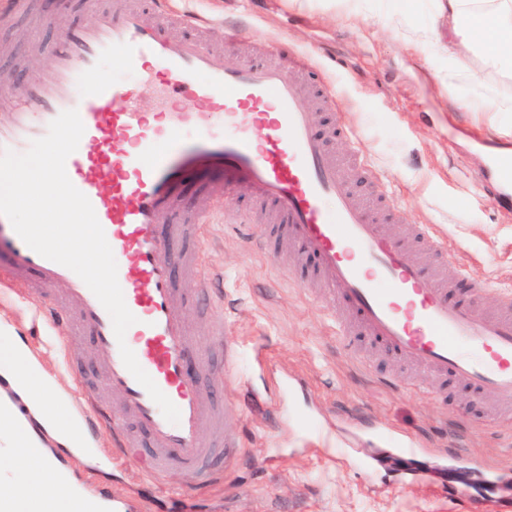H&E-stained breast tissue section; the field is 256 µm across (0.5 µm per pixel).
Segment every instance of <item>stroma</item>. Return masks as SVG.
<instances>
[{"label": "stroma", "mask_w": 512, "mask_h": 512, "mask_svg": "<svg viewBox=\"0 0 512 512\" xmlns=\"http://www.w3.org/2000/svg\"><path fill=\"white\" fill-rule=\"evenodd\" d=\"M176 7L247 21L251 29L238 42L209 36L229 58L263 60L284 43L305 53L338 91L340 108L322 112L321 127L347 126L353 140L336 141L337 152L357 146L380 174L375 185L355 170L354 189L378 187L401 222L433 227L448 246L442 273L463 291L479 289L480 308L494 311L499 294L512 293V213L487 200L472 150L486 139L512 151V113L501 136L473 125L459 104L478 95L472 75L479 61L443 84V59L406 42L405 29L431 24L430 0H395L396 27L382 0H357L349 16L322 0H177ZM83 18L77 9L48 27L23 15L0 22V80L47 71L57 35ZM23 31L43 52L22 67L6 46ZM209 206L201 266L179 285L189 290L200 276L221 274L223 307L194 306L187 317L201 336L228 319L243 351L237 373L269 405L234 418L244 460L229 483L201 494L175 473L165 490L144 499L142 512H471L477 503L485 512H512V431L473 415L464 384L450 387L444 402L429 387L394 384L397 363L368 339L343 348L321 304L281 279L265 256L260 228L245 221V200L219 186ZM34 308L0 294V320L10 327L0 333V354L23 345L65 392L76 379L94 381L91 337L41 346ZM409 438L422 454L399 448ZM90 447L92 457L68 463L79 483L97 477L121 495L140 482L138 469L115 463L108 436L93 437Z\"/></svg>", "instance_id": "35a3bbf8"}]
</instances>
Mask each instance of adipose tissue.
I'll return each instance as SVG.
<instances>
[{
  "instance_id": "obj_1",
  "label": "adipose tissue",
  "mask_w": 512,
  "mask_h": 512,
  "mask_svg": "<svg viewBox=\"0 0 512 512\" xmlns=\"http://www.w3.org/2000/svg\"><path fill=\"white\" fill-rule=\"evenodd\" d=\"M433 7L448 30L447 41L424 28L411 35V46L446 55L452 70L474 55L488 73L502 71L512 61V0H433ZM0 377L8 378L32 407L31 420L0 435V482L25 480L34 512H73L77 500L71 480L55 467L34 464L29 454L43 447L47 436L72 447L76 421L58 410L64 400L61 390L20 347L0 356Z\"/></svg>"
}]
</instances>
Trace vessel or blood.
Wrapping results in <instances>:
<instances>
[{"label":"vessel or blood","instance_id":"vessel-or-blood-1","mask_svg":"<svg viewBox=\"0 0 512 512\" xmlns=\"http://www.w3.org/2000/svg\"><path fill=\"white\" fill-rule=\"evenodd\" d=\"M151 6L159 24L144 23L137 0H86L87 18L55 44L51 70L11 92L0 117V152L27 151L66 110H77L85 127L66 172L105 232L135 324L117 341L110 315L82 279L32 250L3 216L0 281L42 296L65 285L58 305L64 333L94 336L104 369L83 388L90 430L105 432L118 456L153 484H165L177 469L200 491L237 470L243 442L227 417L253 395L224 389L241 346L225 337L224 364L216 366L178 310V271L197 266L201 251H177L171 242L202 241L210 218L202 206L186 207L182 191L190 183L205 192L222 184L265 209L266 236L301 261L288 280L317 285L341 341L368 336L419 379L437 380L433 392L442 398L450 381H466L477 398H492L498 420L511 426L512 294H501L496 312L485 313L423 265V254L446 250L431 226L389 235L378 221L390 211L386 196L357 199L348 167L362 157L357 148L340 154L332 147L350 132L321 131L314 122L316 111L338 104L329 79L292 49L272 62L225 60L199 37L170 31L172 0ZM114 68L133 81L112 77ZM147 85L155 92L150 113L140 105ZM199 102L208 110L196 122L191 110ZM484 163L499 190L494 206L512 208V155L489 153ZM123 342L178 408V423L127 370ZM6 405L14 414L0 417V434L29 414L5 381L0 407Z\"/></svg>","mask_w":512,"mask_h":512}]
</instances>
